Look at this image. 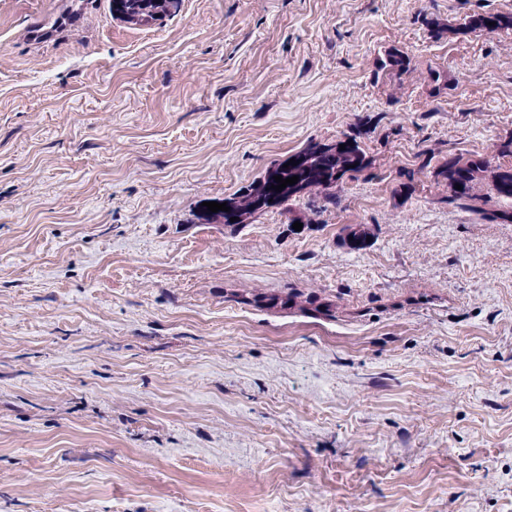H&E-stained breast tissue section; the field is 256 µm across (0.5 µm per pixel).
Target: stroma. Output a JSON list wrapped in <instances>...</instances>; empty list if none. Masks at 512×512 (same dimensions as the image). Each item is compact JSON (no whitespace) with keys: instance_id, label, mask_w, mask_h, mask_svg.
<instances>
[{"instance_id":"1","label":"stroma","mask_w":512,"mask_h":512,"mask_svg":"<svg viewBox=\"0 0 512 512\" xmlns=\"http://www.w3.org/2000/svg\"><path fill=\"white\" fill-rule=\"evenodd\" d=\"M484 12L0 0V512H512V223L420 167L512 137V32H456ZM355 133L338 204L208 221ZM182 0H112V13L124 22L148 24L180 10ZM379 69L401 78L403 75L409 74L415 70L412 60L409 56L400 51H389L386 58L381 60Z\"/></svg>"}]
</instances>
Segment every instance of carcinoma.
I'll return each mask as SVG.
<instances>
[{
	"label": "carcinoma",
	"instance_id": "carcinoma-1",
	"mask_svg": "<svg viewBox=\"0 0 512 512\" xmlns=\"http://www.w3.org/2000/svg\"><path fill=\"white\" fill-rule=\"evenodd\" d=\"M181 2L182 0H112V13L124 22L148 24L175 14L180 10ZM508 30H512V13L469 15L457 27V31L462 34H490ZM379 69L400 78L414 71L415 66L409 56L399 51H390L381 60ZM339 143L345 145V149H338L332 154L320 152L319 143L310 144L302 149L307 159L301 167L276 169L275 174L284 179L299 177L297 183L286 186L282 191L270 194L267 190L270 176L266 175L247 190L231 198L226 197L224 201L234 202V208L247 218L266 209L289 206L307 193L321 196L328 204L336 203V188L345 179H355L371 166V160L358 141V136L346 135ZM496 154L501 162L494 166L485 159H474L460 154L448 155V161L433 172L435 178L448 185L446 201L472 211L481 210L478 202L483 197L476 193V186L483 180L487 181L489 196L512 200V138L496 145ZM505 158L509 162H503ZM458 184L461 185L459 190L456 189Z\"/></svg>",
	"mask_w": 512,
	"mask_h": 512
}]
</instances>
